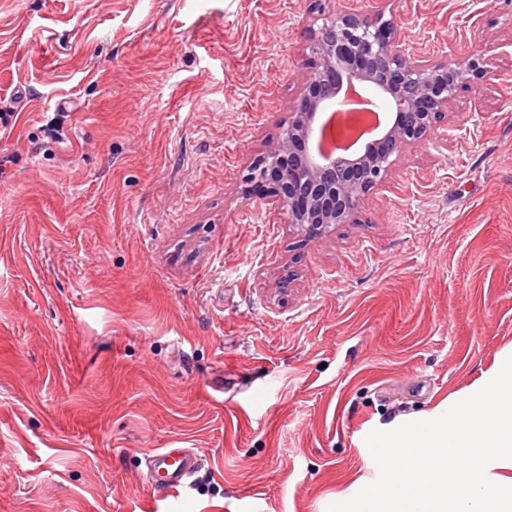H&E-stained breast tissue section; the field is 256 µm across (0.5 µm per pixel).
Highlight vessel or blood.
Returning <instances> with one entry per match:
<instances>
[{
  "mask_svg": "<svg viewBox=\"0 0 512 512\" xmlns=\"http://www.w3.org/2000/svg\"><path fill=\"white\" fill-rule=\"evenodd\" d=\"M149 482L161 498L175 497L203 465L198 452L187 448H161L147 459Z\"/></svg>",
  "mask_w": 512,
  "mask_h": 512,
  "instance_id": "b4317fda",
  "label": "vessel or blood"
}]
</instances>
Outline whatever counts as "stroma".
Returning a JSON list of instances; mask_svg holds the SVG:
<instances>
[{"instance_id": "stroma-1", "label": "stroma", "mask_w": 512, "mask_h": 512, "mask_svg": "<svg viewBox=\"0 0 512 512\" xmlns=\"http://www.w3.org/2000/svg\"><path fill=\"white\" fill-rule=\"evenodd\" d=\"M494 48L359 204L308 236L248 191L314 37ZM0 512H327L367 435L512 348V0H0ZM61 121L62 140L45 127ZM205 459L178 507L145 457Z\"/></svg>"}]
</instances>
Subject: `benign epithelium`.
Wrapping results in <instances>:
<instances>
[{
  "instance_id": "obj_1",
  "label": "benign epithelium",
  "mask_w": 512,
  "mask_h": 512,
  "mask_svg": "<svg viewBox=\"0 0 512 512\" xmlns=\"http://www.w3.org/2000/svg\"><path fill=\"white\" fill-rule=\"evenodd\" d=\"M495 68L493 55L478 48L460 54L451 47L440 60L417 61L403 52L384 11L340 14L316 36L288 128L253 162L249 191L285 206L289 223L311 236L354 223L360 201L386 179L392 157L436 129L458 92L478 88ZM359 83L393 108L391 121L354 156L316 157L319 112Z\"/></svg>"
}]
</instances>
